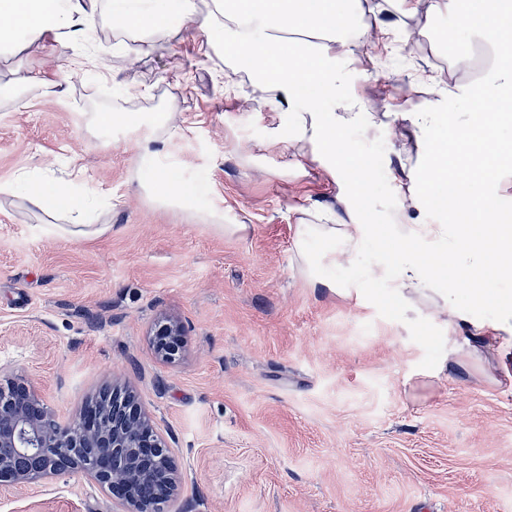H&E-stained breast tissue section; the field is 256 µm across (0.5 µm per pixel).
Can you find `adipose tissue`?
I'll use <instances>...</instances> for the list:
<instances>
[{
  "instance_id": "1",
  "label": "adipose tissue",
  "mask_w": 512,
  "mask_h": 512,
  "mask_svg": "<svg viewBox=\"0 0 512 512\" xmlns=\"http://www.w3.org/2000/svg\"><path fill=\"white\" fill-rule=\"evenodd\" d=\"M413 10L414 0H378L373 27L366 30L355 24L363 0H211L204 12L190 0H0V57L23 46L85 45L90 21L103 11L138 41L142 54L173 25L194 28L202 35L203 56L219 51L259 61L277 140L310 145L314 160L339 180L353 154L343 133L373 122L359 97L347 90L342 65L357 60L364 36H371L380 51L406 43L408 29L392 27L382 15ZM433 10L454 17L461 31L498 49L491 76L468 87L465 112L449 109L457 88L448 85L435 88L426 107L401 113L422 166L410 174L407 189H396L397 201L385 210L384 223L298 225L295 254L312 283L344 298L362 300L368 286L385 277L409 309L440 318L448 343L433 374L467 360L481 361L483 350L491 348L498 360L488 378L503 375L512 389V296L504 295L489 310L484 293L474 288L469 308L459 302L462 286L472 278H512V225L497 221L499 180L512 171V137L504 133L512 126V0H433ZM88 120L103 129L145 121L160 140L184 134L171 112H92ZM437 187L447 192V223L418 221V213L431 208ZM18 193L35 209L62 213L71 226L89 222L92 193L85 186L62 182L47 188L36 179L0 182L1 196ZM378 242L398 248L382 252L379 264L363 277H336V270L352 265ZM445 266L455 272L448 285L440 279Z\"/></svg>"
}]
</instances>
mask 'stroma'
<instances>
[{
    "mask_svg": "<svg viewBox=\"0 0 512 512\" xmlns=\"http://www.w3.org/2000/svg\"><path fill=\"white\" fill-rule=\"evenodd\" d=\"M417 0L395 24L425 31L407 68L359 57L346 70L372 126L355 128L349 178L332 183L317 163L285 167L273 144L269 95L231 58H204L193 33L172 28L149 54L97 16L94 40L111 78L76 69L74 49L51 44L0 59V181L69 180L97 196L85 234L64 219L0 196V375L41 386L60 423L103 390L135 395L178 442L184 486L171 512H512V394L479 364L435 376L445 331L405 310L389 282L361 305L312 286L294 259L295 227L335 213L358 170L385 179L419 164L410 136L385 115L428 104L421 82L470 84L467 71L430 67L446 16ZM137 56V71L126 59ZM59 60L54 93L11 84L21 63ZM86 112H173L187 133L155 144L182 182H199L228 224L224 235L162 207L133 179L144 128L93 135ZM178 318L186 346L160 361L149 331ZM113 512L111 496L65 472L34 488H0V512Z\"/></svg>",
    "mask_w": 512,
    "mask_h": 512,
    "instance_id": "obj_1",
    "label": "stroma"
}]
</instances>
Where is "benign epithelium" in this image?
Wrapping results in <instances>:
<instances>
[{"mask_svg": "<svg viewBox=\"0 0 512 512\" xmlns=\"http://www.w3.org/2000/svg\"><path fill=\"white\" fill-rule=\"evenodd\" d=\"M152 336L162 361L179 357L180 321L157 322ZM65 471L80 472L105 490L123 487L113 498L118 512H162L182 491L174 449L132 393L103 391L74 422L61 425L45 411L30 379L0 386V483L30 487Z\"/></svg>", "mask_w": 512, "mask_h": 512, "instance_id": "7a95c632", "label": "benign epithelium"}]
</instances>
